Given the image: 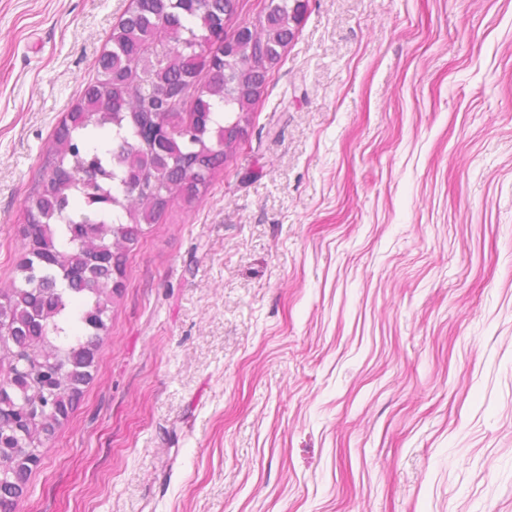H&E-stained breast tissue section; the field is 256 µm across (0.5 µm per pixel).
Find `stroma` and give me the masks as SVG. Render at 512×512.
<instances>
[{"mask_svg":"<svg viewBox=\"0 0 512 512\" xmlns=\"http://www.w3.org/2000/svg\"><path fill=\"white\" fill-rule=\"evenodd\" d=\"M131 0H0V287ZM19 512H512V0H309L145 227Z\"/></svg>","mask_w":512,"mask_h":512,"instance_id":"stroma-1","label":"stroma"}]
</instances>
